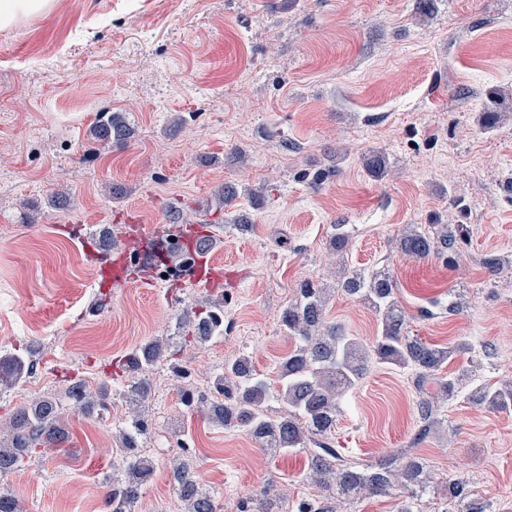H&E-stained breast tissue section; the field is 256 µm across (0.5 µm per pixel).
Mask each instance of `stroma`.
Instances as JSON below:
<instances>
[{
  "label": "stroma",
  "instance_id": "35a3bbf8",
  "mask_svg": "<svg viewBox=\"0 0 512 512\" xmlns=\"http://www.w3.org/2000/svg\"><path fill=\"white\" fill-rule=\"evenodd\" d=\"M55 0L49 14L0 28V351L19 350L31 373L0 389V427L13 409L49 395L68 435L0 475L24 512H109L122 463L116 435L133 412L123 357L167 337L175 354L147 378L138 412L141 453L154 473L138 512H186L170 471L188 454L223 512H238L267 482L282 512L318 495L304 451L264 454L243 432L186 408L183 389L212 398L227 360L245 355L276 379L293 347L280 325L305 280L329 290L327 315L361 343L379 332L367 304L337 289L333 227L347 225L349 267L389 269L411 335L475 352L449 371L512 376V276L489 279L486 256L512 258V118L481 126L489 93L512 91V0ZM119 112L127 141H97L98 113ZM384 152L374 180L362 157ZM237 197L216 211L224 184ZM125 189L113 196V186ZM192 223L211 238L221 288L188 282L98 285L90 254L104 229L122 235ZM466 224L458 268L409 261L396 248L408 224ZM465 306L449 312V291ZM224 299V333L185 339L184 312ZM489 344L491 356L478 347ZM108 386L106 405L81 410L69 386ZM334 446L371 463L403 451L441 482L470 480L496 512H512V412L451 401L444 427L415 441L416 394L406 371L372 365L344 396Z\"/></svg>",
  "mask_w": 512,
  "mask_h": 512
}]
</instances>
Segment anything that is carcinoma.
<instances>
[{"instance_id": "carcinoma-1", "label": "carcinoma", "mask_w": 512, "mask_h": 512, "mask_svg": "<svg viewBox=\"0 0 512 512\" xmlns=\"http://www.w3.org/2000/svg\"><path fill=\"white\" fill-rule=\"evenodd\" d=\"M130 132L125 120L103 112L93 127L99 141H125ZM364 166L377 177L387 168L382 153L364 157ZM469 236L467 224H432L424 230L410 224L404 228L397 248L412 260L432 255L450 264L464 251ZM345 225H334L331 250L340 255L348 244ZM338 285L346 294L364 302L379 316L380 330L372 345L366 347L326 320L327 289L310 281L298 288L296 298L280 316L286 335L297 341L295 349L278 366V385L258 374L242 355L224 364V373L216 377L217 396L203 405L208 418L226 429L242 430L271 455L294 449L307 450L306 480L320 489V495L298 502L296 512H338L344 499L386 496L401 487L402 499L395 512H422V499L430 482L425 463L414 456H393L376 463L352 466L341 459L330 444L341 412L342 398L364 375L369 358L410 371L417 395V430L414 440L429 438L439 425L440 408L458 396L468 374L443 373L455 356L472 350V343L460 339L447 345L428 343L409 335L408 322L398 304L393 280L385 270L365 272L341 263ZM182 330L205 342L224 332V301L209 303L200 311L181 318ZM169 344L153 340L124 359L132 375L127 396L137 405L145 403L151 387L145 373L158 361ZM26 359L19 353L0 357V382L9 386L22 377ZM69 399L78 407L104 404L110 393L105 388L92 392L79 383L68 389ZM281 400L288 411L274 416L268 413L270 400ZM467 401L491 412L512 410V379L483 381L468 393ZM147 421L139 415L120 433L117 452L125 463L122 487L109 494L111 512H136L141 487L151 478L153 466L138 451L139 438ZM59 424V404L48 396L39 397L14 409L6 438L0 439V474L7 473L39 447L51 448L64 439ZM172 473L177 491L189 512H215L214 494L198 484L193 464L173 459ZM445 508L442 512H494L492 504L472 494L470 482L460 475L445 478ZM281 493L268 483L261 495L246 503L243 512H279Z\"/></svg>"}]
</instances>
